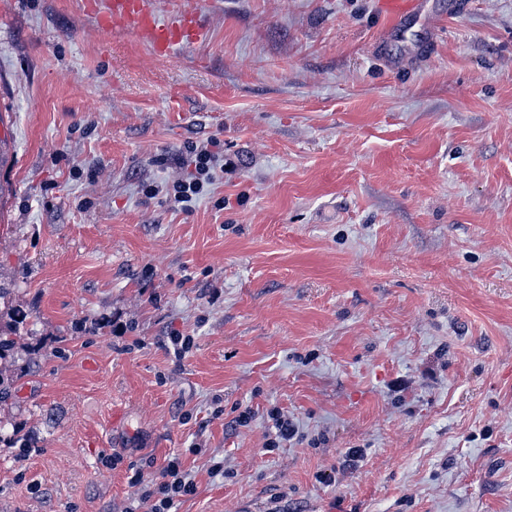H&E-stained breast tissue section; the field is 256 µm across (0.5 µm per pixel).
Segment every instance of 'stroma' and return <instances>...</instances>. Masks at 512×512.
Instances as JSON below:
<instances>
[{
    "instance_id": "obj_1",
    "label": "stroma",
    "mask_w": 512,
    "mask_h": 512,
    "mask_svg": "<svg viewBox=\"0 0 512 512\" xmlns=\"http://www.w3.org/2000/svg\"><path fill=\"white\" fill-rule=\"evenodd\" d=\"M179 1L160 58L0 0V512H125L172 455L176 512H512V0ZM211 139L210 194L145 195ZM420 5V0H378L381 14L396 20H402L406 16L418 12ZM23 317L24 314L21 312V310L15 309L13 310V324H0V361L10 356V352L12 351L15 344V338L12 335H16V324L21 323ZM267 417L271 424L268 425V439L264 451L269 452L274 448H280L282 442L291 441L296 435L297 428L294 420L278 408L270 409L267 412Z\"/></svg>"
}]
</instances>
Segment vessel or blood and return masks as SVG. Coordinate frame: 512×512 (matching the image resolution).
Wrapping results in <instances>:
<instances>
[{
	"mask_svg": "<svg viewBox=\"0 0 512 512\" xmlns=\"http://www.w3.org/2000/svg\"><path fill=\"white\" fill-rule=\"evenodd\" d=\"M102 29L132 31L151 44L158 56L171 54L185 43L196 40L199 27L195 15L177 11L172 20L160 22L147 6V0H108L107 9H100L98 0H82ZM382 15L400 20L418 12L420 0H378Z\"/></svg>",
	"mask_w": 512,
	"mask_h": 512,
	"instance_id": "1",
	"label": "vessel or blood"
}]
</instances>
